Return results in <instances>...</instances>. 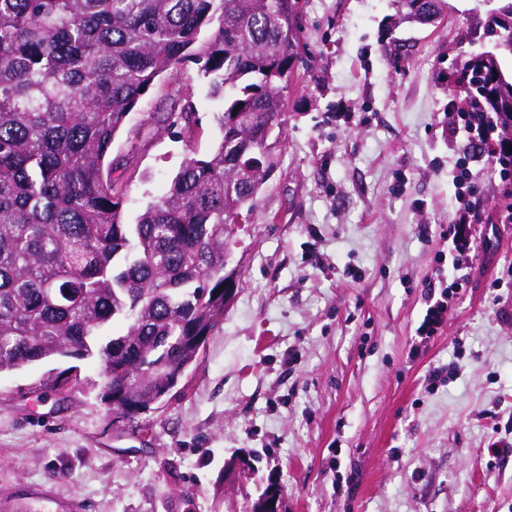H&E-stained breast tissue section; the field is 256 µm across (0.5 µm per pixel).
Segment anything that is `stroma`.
I'll return each instance as SVG.
<instances>
[{
  "label": "stroma",
  "mask_w": 512,
  "mask_h": 512,
  "mask_svg": "<svg viewBox=\"0 0 512 512\" xmlns=\"http://www.w3.org/2000/svg\"><path fill=\"white\" fill-rule=\"evenodd\" d=\"M485 11L448 0L421 25L397 0H304L276 168L234 234L223 322L134 416L101 401L96 361L1 372L0 512H249L271 480L282 512H512V451H489L512 432V223L490 157L464 159L448 127L444 80L491 49L471 41ZM185 103L189 136L164 122ZM223 110L188 62L130 113L109 152L125 223L187 152H210ZM463 189L482 238L443 331L421 344L422 283ZM243 455L252 479L225 477Z\"/></svg>",
  "instance_id": "1"
}]
</instances>
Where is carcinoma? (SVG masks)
Wrapping results in <instances>:
<instances>
[{"label": "carcinoma", "instance_id": "obj_1", "mask_svg": "<svg viewBox=\"0 0 512 512\" xmlns=\"http://www.w3.org/2000/svg\"><path fill=\"white\" fill-rule=\"evenodd\" d=\"M426 22L448 0H398ZM493 49L465 57L461 113L512 174V0H484ZM301 0H0V372L71 357L103 366L102 399L161 403L224 320L227 246L273 169ZM201 65L224 92L215 149L123 220L104 162L169 71ZM168 127L195 123L170 112ZM122 319L126 329L112 331Z\"/></svg>", "mask_w": 512, "mask_h": 512}]
</instances>
